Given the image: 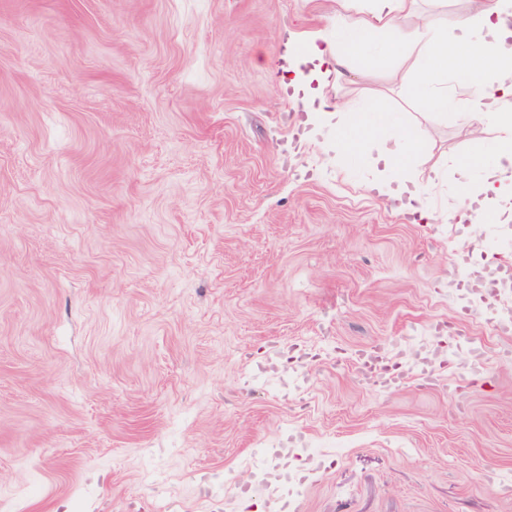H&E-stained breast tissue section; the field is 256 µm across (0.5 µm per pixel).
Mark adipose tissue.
<instances>
[{"label":"adipose tissue","mask_w":512,"mask_h":512,"mask_svg":"<svg viewBox=\"0 0 512 512\" xmlns=\"http://www.w3.org/2000/svg\"><path fill=\"white\" fill-rule=\"evenodd\" d=\"M367 2L363 9L346 6L340 41H314L305 50L296 45L288 53L289 62L310 67L309 80L290 82L311 106L308 138L318 139L326 126L335 125L336 139L327 150L340 158L373 156L378 176L368 191L399 213L427 217L428 186L399 173L418 150L411 131L396 125L376 98L352 113L342 104H328L317 85L322 75L353 57L375 66L420 51L423 66L408 65L401 79L413 87L425 111L452 113L477 133L486 122L495 125L489 157H467L454 167L456 215L476 224L490 217L512 221V0H476L472 18L451 23L420 13L418 0Z\"/></svg>","instance_id":"adipose-tissue-1"}]
</instances>
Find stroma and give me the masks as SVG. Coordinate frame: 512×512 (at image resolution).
<instances>
[{
  "label": "stroma",
  "instance_id": "35a3bbf8",
  "mask_svg": "<svg viewBox=\"0 0 512 512\" xmlns=\"http://www.w3.org/2000/svg\"><path fill=\"white\" fill-rule=\"evenodd\" d=\"M338 0H0V512H512V331L398 58L326 74L423 141L433 224L303 139L284 35ZM480 349L489 370L461 378Z\"/></svg>",
  "mask_w": 512,
  "mask_h": 512
}]
</instances>
